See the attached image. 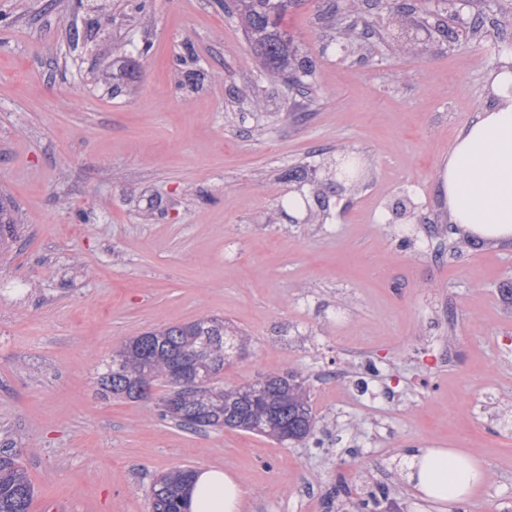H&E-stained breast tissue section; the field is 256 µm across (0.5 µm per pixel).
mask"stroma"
Masks as SVG:
<instances>
[{"instance_id":"obj_1","label":"stroma","mask_w":512,"mask_h":512,"mask_svg":"<svg viewBox=\"0 0 512 512\" xmlns=\"http://www.w3.org/2000/svg\"><path fill=\"white\" fill-rule=\"evenodd\" d=\"M333 3L284 20L314 61L312 102L291 110L224 0H0V192L21 224L0 257V446L22 457L30 512H151L154 480L183 466L234 474L243 512H356L380 485L378 512H424L418 448L481 464L454 512H512V241L462 234L435 182L494 101L512 0H484V29L451 50L372 61L325 47ZM343 150L368 160L356 195L334 194L322 224L268 223ZM406 195L407 238L377 221ZM204 316L250 338L225 380L305 379L313 439L185 431L160 419L162 385L102 394L117 345Z\"/></svg>"}]
</instances>
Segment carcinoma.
<instances>
[{"instance_id": "obj_1", "label": "carcinoma", "mask_w": 512, "mask_h": 512, "mask_svg": "<svg viewBox=\"0 0 512 512\" xmlns=\"http://www.w3.org/2000/svg\"><path fill=\"white\" fill-rule=\"evenodd\" d=\"M300 0H226L224 12L239 22L252 56L259 67L289 87L302 73L312 70L313 60L301 50L283 26L285 17ZM442 15L419 16L414 0H345L344 7L328 17L331 41L348 56L369 61L380 52L378 42L367 36L369 17L388 15L401 30L396 45L405 53L433 54L453 45L462 34H477L484 27L483 15L471 18L465 28L450 26L444 16H458L456 0H438ZM359 162L343 151L336 159L333 178L316 189L313 198L303 195L281 198L268 221L277 223L291 211H302L303 223L323 224L328 216L331 192H356ZM411 200L405 196L388 205L395 217L414 220ZM15 209L10 198L0 194V255L12 247L19 235ZM243 332L224 327V321L201 317L185 324L166 325L145 332L112 352L99 385L105 396L143 400L157 385L169 387L162 400L160 417L194 433L224 428L297 442L313 438L316 421L309 403L305 380L288 373H269L245 385L216 386L224 365L241 349ZM192 365L201 388L187 392L175 378L174 366ZM177 406V412L168 410ZM194 469L180 467L160 478L150 491L152 512H182L184 491ZM34 489L20 454L0 448V512H30Z\"/></svg>"}]
</instances>
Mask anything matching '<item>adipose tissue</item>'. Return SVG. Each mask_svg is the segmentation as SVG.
<instances>
[{
  "instance_id": "adipose-tissue-1",
  "label": "adipose tissue",
  "mask_w": 512,
  "mask_h": 512,
  "mask_svg": "<svg viewBox=\"0 0 512 512\" xmlns=\"http://www.w3.org/2000/svg\"><path fill=\"white\" fill-rule=\"evenodd\" d=\"M495 104L475 113L456 134L437 169L442 204L451 223L482 240H512V95L502 73L490 78ZM407 479L416 496L443 512L464 503L485 474L474 458L451 448L411 453ZM244 491L218 468L198 470L187 512H240Z\"/></svg>"
}]
</instances>
